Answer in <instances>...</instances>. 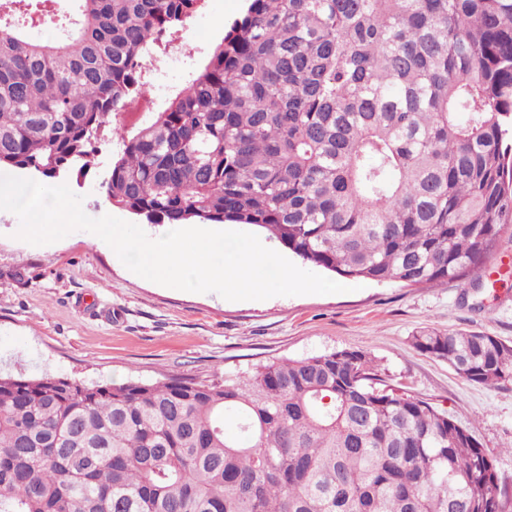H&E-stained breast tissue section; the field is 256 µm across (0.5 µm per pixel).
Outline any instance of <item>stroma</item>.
<instances>
[{"label": "stroma", "mask_w": 512, "mask_h": 512, "mask_svg": "<svg viewBox=\"0 0 512 512\" xmlns=\"http://www.w3.org/2000/svg\"><path fill=\"white\" fill-rule=\"evenodd\" d=\"M247 0H204L174 34L178 58L153 48L143 68L145 92L113 119L84 176L67 177L93 218L128 219L100 185L120 145L116 128L144 122L203 71ZM17 216L0 210V373H45L85 383L197 379L232 374L272 359H300L359 349L379 375L467 427L512 487V383L466 381L446 360L412 345L419 330L486 332L512 342V226L488 262L494 284L476 292L451 282L423 288L357 281L352 292L229 301L148 281L113 256L96 235L76 231L52 244L17 239Z\"/></svg>", "instance_id": "stroma-1"}]
</instances>
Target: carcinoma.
Returning <instances> with one entry per match:
<instances>
[{
	"label": "carcinoma",
	"instance_id": "obj_1",
	"mask_svg": "<svg viewBox=\"0 0 512 512\" xmlns=\"http://www.w3.org/2000/svg\"><path fill=\"white\" fill-rule=\"evenodd\" d=\"M0 0V168L81 175L203 0ZM101 183L149 224L261 229L345 279L484 287L512 226V0H250ZM465 380L512 344L423 329ZM232 422L238 433L226 432ZM472 432L362 350L198 380L0 375V512H506Z\"/></svg>",
	"mask_w": 512,
	"mask_h": 512
}]
</instances>
